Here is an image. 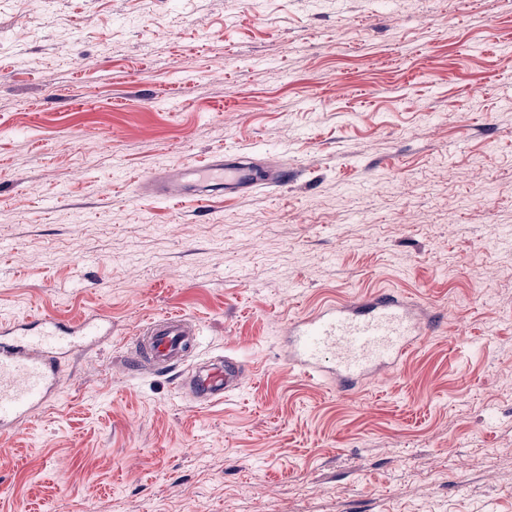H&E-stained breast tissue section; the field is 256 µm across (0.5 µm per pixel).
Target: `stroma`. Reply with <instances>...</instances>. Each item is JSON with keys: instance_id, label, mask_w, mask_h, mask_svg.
Returning <instances> with one entry per match:
<instances>
[{"instance_id": "35a3bbf8", "label": "stroma", "mask_w": 512, "mask_h": 512, "mask_svg": "<svg viewBox=\"0 0 512 512\" xmlns=\"http://www.w3.org/2000/svg\"><path fill=\"white\" fill-rule=\"evenodd\" d=\"M227 150L295 176L138 189ZM511 230L512 0H0V322L112 327L0 436V512H512ZM377 288L439 328L344 394L289 364ZM168 311L238 394L126 371ZM244 371V364L236 357L224 356V360L212 361L189 380L194 401L200 405H212L237 393Z\"/></svg>"}]
</instances>
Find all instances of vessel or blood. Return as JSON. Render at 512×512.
<instances>
[{
  "label": "vessel or blood",
  "instance_id": "b4317fda",
  "mask_svg": "<svg viewBox=\"0 0 512 512\" xmlns=\"http://www.w3.org/2000/svg\"><path fill=\"white\" fill-rule=\"evenodd\" d=\"M291 176L284 165L258 173L243 154L228 152L152 174L142 188L168 202L193 195L203 202L216 192L242 196L261 185L286 183ZM435 324V315L380 289L297 317L286 331L288 357L308 378L328 376L338 390L350 391L414 352ZM199 334L198 323L179 312L150 318L133 336L125 367L133 373L174 370L187 363ZM99 339L95 315L65 333L46 315L30 314L21 324L0 326V434L13 432L34 411L50 406L61 386L66 356ZM244 371L235 357L212 361L189 381L194 401L211 405L237 393Z\"/></svg>",
  "mask_w": 512,
  "mask_h": 512
}]
</instances>
